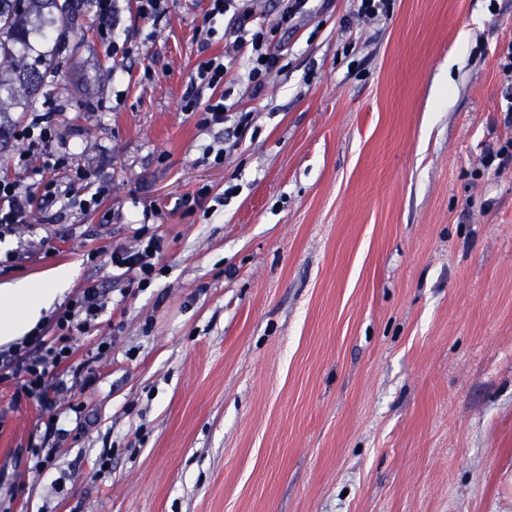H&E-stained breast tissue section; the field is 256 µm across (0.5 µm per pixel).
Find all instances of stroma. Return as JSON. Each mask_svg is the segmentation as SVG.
<instances>
[{"mask_svg": "<svg viewBox=\"0 0 512 512\" xmlns=\"http://www.w3.org/2000/svg\"><path fill=\"white\" fill-rule=\"evenodd\" d=\"M321 4L276 36L264 96L226 85L253 120L219 165L223 127L181 101L227 19L172 0L155 27L123 0V58L69 20L44 105L110 194L29 214L0 285L79 263L68 297L94 284L106 305L78 342L115 345L42 472L27 448L53 408L0 385V512H512V169L484 166L512 140V0H390L371 21ZM145 223L167 241L150 287L89 260Z\"/></svg>", "mask_w": 512, "mask_h": 512, "instance_id": "1", "label": "stroma"}]
</instances>
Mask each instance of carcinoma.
Masks as SVG:
<instances>
[{
    "label": "carcinoma",
    "mask_w": 512,
    "mask_h": 512,
    "mask_svg": "<svg viewBox=\"0 0 512 512\" xmlns=\"http://www.w3.org/2000/svg\"><path fill=\"white\" fill-rule=\"evenodd\" d=\"M87 6L89 0H0V73L11 74L8 80L0 78V102L14 98L20 89L28 102L39 101L40 90L53 85L49 76L58 74V69L53 57L28 61L30 34L49 40L70 16Z\"/></svg>",
    "instance_id": "carcinoma-1"
}]
</instances>
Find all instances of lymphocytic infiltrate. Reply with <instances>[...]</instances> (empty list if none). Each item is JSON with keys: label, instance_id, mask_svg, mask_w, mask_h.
<instances>
[{"label": "lymphocytic infiltrate", "instance_id": "lymphocytic-infiltrate-1", "mask_svg": "<svg viewBox=\"0 0 512 512\" xmlns=\"http://www.w3.org/2000/svg\"><path fill=\"white\" fill-rule=\"evenodd\" d=\"M255 0H208L209 17L233 15L235 23L225 28V53L200 61L190 78L182 99L183 111L196 115L199 128L207 129L235 118L237 126L252 122L248 111H234L220 88L245 77L252 96H260L270 77L283 69V56L272 44L270 30L255 23ZM245 62L244 75L233 70L234 57ZM14 136L28 148L45 153L41 165H32L21 157L11 177H0V236L14 232L32 208L35 199L31 184L42 186L43 202L67 199L81 210L100 207L109 194L107 185L92 181V172L84 166L71 167L66 184L48 179V170L61 167L62 158L50 154L54 133L49 113L32 111L27 122L18 125ZM165 238L142 225L133 243L117 244L104 251V261L113 269L134 274L140 287H149L164 253ZM102 306L98 289H84L54 316L52 335L28 336L0 350V383L14 385L18 394L41 403L66 399L75 386L92 384L96 379L93 362L111 352L114 338L101 339L85 357H78L77 336L86 332Z\"/></svg>", "mask_w": 512, "mask_h": 512}]
</instances>
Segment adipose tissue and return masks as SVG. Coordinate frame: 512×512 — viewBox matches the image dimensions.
<instances>
[{"instance_id": "ef3b65f1", "label": "adipose tissue", "mask_w": 512, "mask_h": 512, "mask_svg": "<svg viewBox=\"0 0 512 512\" xmlns=\"http://www.w3.org/2000/svg\"><path fill=\"white\" fill-rule=\"evenodd\" d=\"M78 274L76 266L56 267L41 281L21 279L0 286V344L31 333L44 311L72 284Z\"/></svg>"}]
</instances>
